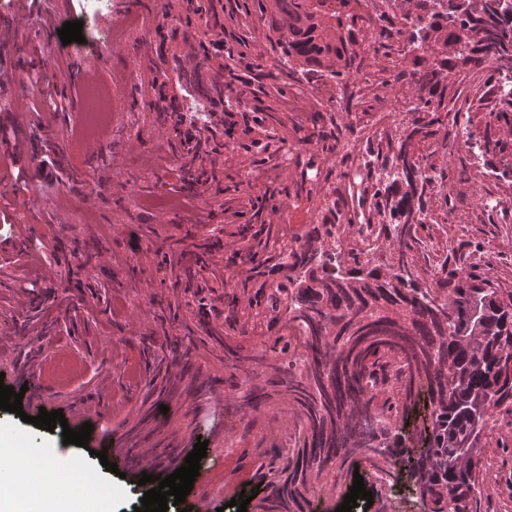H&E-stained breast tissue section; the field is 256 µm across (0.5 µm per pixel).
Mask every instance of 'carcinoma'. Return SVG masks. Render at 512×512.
Segmentation results:
<instances>
[{"label": "carcinoma", "instance_id": "obj_1", "mask_svg": "<svg viewBox=\"0 0 512 512\" xmlns=\"http://www.w3.org/2000/svg\"><path fill=\"white\" fill-rule=\"evenodd\" d=\"M362 0H270L279 12L272 29L279 71L312 88L348 87L362 62L350 48L366 23L374 52L391 48L402 34L398 14L372 18L348 9ZM420 40L431 61L418 56L415 68L400 71L414 91V121L387 145L367 139L360 150L367 172L348 185L357 202L347 212L325 204L338 223L319 224L294 240L282 233L259 242L272 250L268 273L276 276L248 300L241 341L224 342L229 400L255 411L268 403L260 380L267 377L296 406L293 440L272 446L253 478L270 494L265 512H301L306 494L331 465L353 455L369 462L393 452L407 468L429 512H460V503L481 494L482 442L494 414L512 426V297L464 266L443 263L431 281L419 282L413 262L426 223L428 196L445 172L423 170L420 144L436 126L460 112L493 114L512 127V93L498 92L504 71L512 72V8L504 0H473L440 13L431 0H416ZM496 67L489 68V65ZM491 69L467 107L448 106V78L461 69ZM336 141L342 131H307L299 138ZM512 177V140L483 138L482 157ZM385 221L375 225V249L386 245L392 262L373 265L351 243L364 205ZM428 423L423 447L407 446L402 432L415 421Z\"/></svg>", "mask_w": 512, "mask_h": 512}]
</instances>
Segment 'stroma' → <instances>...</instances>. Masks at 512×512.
Returning <instances> with one entry per match:
<instances>
[{"label": "stroma", "mask_w": 512, "mask_h": 512, "mask_svg": "<svg viewBox=\"0 0 512 512\" xmlns=\"http://www.w3.org/2000/svg\"><path fill=\"white\" fill-rule=\"evenodd\" d=\"M125 0H43L15 36L17 57L0 56V80L28 66L32 46L64 112L31 111L39 92L17 86L13 104L23 105L39 156L0 157V195L25 200L27 211L9 214L0 227V372L5 385L23 388L34 365L44 369L40 392L25 391L23 415L62 410L71 429L91 423L87 447L64 444L61 431L23 422V415L0 410V434L22 433L27 447L46 455H75L89 485L111 484V499L92 498L85 512H134L144 496L142 474L164 477L185 462L198 439L208 442L199 474L183 506L214 497L215 507L237 512L230 501L252 480L257 457L275 440H287L293 404L276 396L263 411L243 414L224 406V339L238 336L226 320L225 294L255 293L264 283L230 279L227 266L197 262L205 242L229 240L241 256L262 263L258 242L267 232L293 226L305 233L324 223L316 186L297 166L272 173L264 167L271 149L292 141L294 129L308 124L335 99V86L304 91V111L292 112L295 86L280 74L272 49L277 39L261 20L255 0H139L126 15ZM82 21L85 40L97 43L102 65L91 83L74 80L68 56L42 31L59 20ZM167 27L169 53L156 52L155 29ZM222 27L231 55H215L207 32ZM354 46L370 77V95L387 99L392 115L386 130L401 134L412 119L411 88L386 84L387 76L410 68L399 53L374 54L367 48L371 29ZM241 77L233 90L222 87V66ZM110 101L104 125L89 130L83 112L89 85ZM195 113L202 131L193 147L180 148L178 115L166 111L158 89ZM98 142L87 156L86 141ZM436 168L445 171L446 196H433L427 222L419 228L416 265L430 280L443 261L472 268L493 287L512 290V182L497 177L467 154L423 144ZM53 162L52 176H39L40 159ZM31 179L15 182L17 165ZM497 208L485 207V200ZM279 218H272V210ZM495 245L493 258L485 249ZM197 353L186 371L196 392L177 390L168 412L147 403L150 386H162L164 369L188 344ZM92 406L87 415L76 402ZM239 442L233 461L224 458V440ZM149 449L151 461L132 459L124 477L106 471L99 450L116 454L130 444ZM482 494L464 512H512V426L497 427L485 444ZM363 476L373 495L367 512H417V503L389 500L376 471L362 457L343 470L324 471L308 495L304 512H335Z\"/></svg>", "instance_id": "1"}]
</instances>
